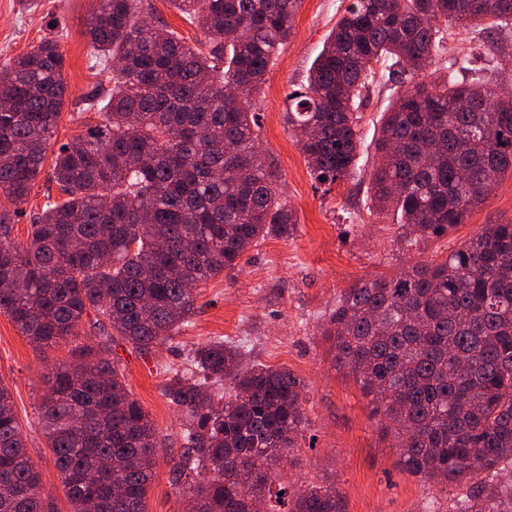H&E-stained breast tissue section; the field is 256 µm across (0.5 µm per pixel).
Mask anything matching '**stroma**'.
I'll use <instances>...</instances> for the list:
<instances>
[{"label":"stroma","mask_w":512,"mask_h":512,"mask_svg":"<svg viewBox=\"0 0 512 512\" xmlns=\"http://www.w3.org/2000/svg\"><path fill=\"white\" fill-rule=\"evenodd\" d=\"M350 0H303L294 34L268 72L257 101L259 148L276 173L280 200L297 224L286 239L270 238L252 247L237 268L198 290V310L189 326L171 340L136 351L121 338L111 342L131 394L155 426L168 434L159 450L146 512H183L184 502L170 483L173 459L181 453L180 415L163 397L171 371H188L194 345L224 339L243 345L249 361L290 369L304 383L307 418L304 437L291 460L277 465L280 484L306 487L336 483L348 512H454L465 486L428 483L400 469L398 441L375 416L352 377L336 370L331 342L323 331L337 299L356 283L393 277L421 262L439 263L489 224H512V174L489 191L466 222L446 235L407 243L394 215L377 213L370 192L377 161L375 143L384 109L397 92L412 86L406 76L392 89L371 93L359 109L358 132L366 150L354 179L325 187L314 182L306 159L284 122L286 95L305 82L308 71ZM97 0H0V61L21 55L39 39L58 33L65 55L66 102L53 146L75 141L99 122L79 100L108 85L109 72L94 66L87 23ZM146 15L188 44L202 34L173 0H143ZM452 52L470 57L474 70L512 71V37L492 51L478 45L468 28L449 26ZM98 329L83 326L79 339L33 348L0 314V382L12 393L15 414L27 436V451L42 474L40 494L68 512L65 491L51 449L38 426L45 376L73 363L79 343L99 340Z\"/></svg>","instance_id":"stroma-1"}]
</instances>
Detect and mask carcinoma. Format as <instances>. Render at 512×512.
I'll return each instance as SVG.
<instances>
[{
    "label": "carcinoma",
    "mask_w": 512,
    "mask_h": 512,
    "mask_svg": "<svg viewBox=\"0 0 512 512\" xmlns=\"http://www.w3.org/2000/svg\"><path fill=\"white\" fill-rule=\"evenodd\" d=\"M202 47L161 35L142 0H99L87 33L112 88L84 97L102 122L54 153L47 197L28 240L11 238L44 169L66 96L59 39L0 64V314L36 348L79 336L74 366L47 375L39 428L70 512H146L163 435L108 356L119 336L147 351L196 312L197 288L233 270L296 220L260 156L257 95L291 37L301 0H175ZM473 28L494 49L512 32V0H353L287 95L285 123L311 177L354 178L363 143L355 112L384 62L388 77L441 59L448 79L390 102L376 144L373 203L406 237L447 234L512 172V76L464 79L440 23ZM336 369L372 397L401 439L399 465L425 480L479 481L456 512H512V224H489L438 264L363 280L331 311ZM191 373L162 393L181 413L173 482L193 472L185 512H348L336 487L273 489L272 465L303 437V381L285 367L242 363L222 340L192 350ZM232 394L224 397V382ZM9 389L0 383V512H55L40 495ZM288 510H281L282 506Z\"/></svg>",
    "instance_id": "1"
}]
</instances>
